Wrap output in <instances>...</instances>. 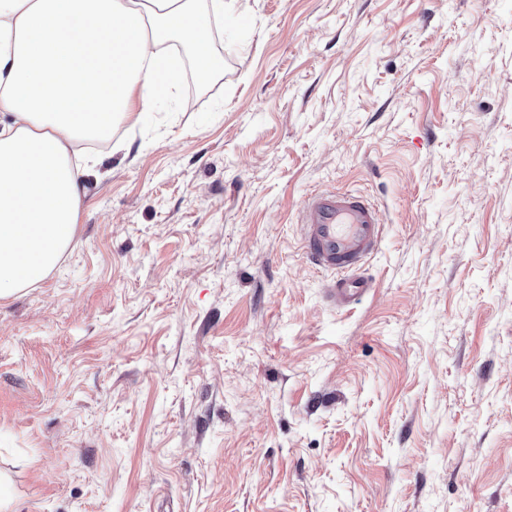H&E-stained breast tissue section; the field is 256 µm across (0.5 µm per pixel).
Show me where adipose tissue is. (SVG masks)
<instances>
[{"mask_svg": "<svg viewBox=\"0 0 512 512\" xmlns=\"http://www.w3.org/2000/svg\"><path fill=\"white\" fill-rule=\"evenodd\" d=\"M224 0H0V300L47 279L71 244L84 188L75 146L213 69Z\"/></svg>", "mask_w": 512, "mask_h": 512, "instance_id": "1", "label": "adipose tissue"}]
</instances>
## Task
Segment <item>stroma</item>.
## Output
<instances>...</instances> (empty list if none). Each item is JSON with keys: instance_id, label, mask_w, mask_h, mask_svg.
<instances>
[{"instance_id": "obj_1", "label": "stroma", "mask_w": 512, "mask_h": 512, "mask_svg": "<svg viewBox=\"0 0 512 512\" xmlns=\"http://www.w3.org/2000/svg\"><path fill=\"white\" fill-rule=\"evenodd\" d=\"M211 49L0 301V503L512 512V0H238ZM338 190L385 222L342 310L298 226Z\"/></svg>"}]
</instances>
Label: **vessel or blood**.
<instances>
[{"label":"vessel or blood","mask_w":512,"mask_h":512,"mask_svg":"<svg viewBox=\"0 0 512 512\" xmlns=\"http://www.w3.org/2000/svg\"><path fill=\"white\" fill-rule=\"evenodd\" d=\"M300 224L306 258L328 275L326 302L341 309L357 304L372 288L363 267L383 238L379 208L361 194L315 192L302 206Z\"/></svg>","instance_id":"vessel-or-blood-1"}]
</instances>
